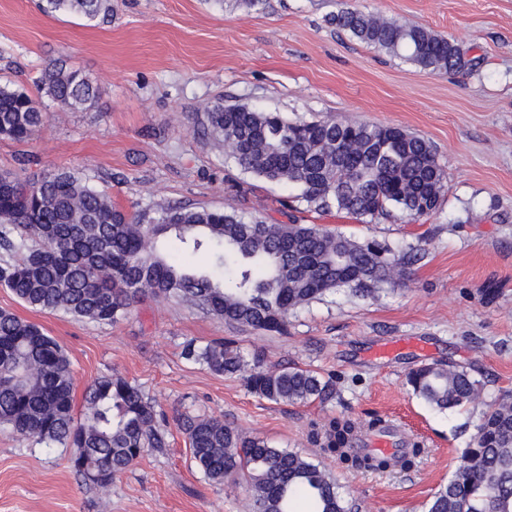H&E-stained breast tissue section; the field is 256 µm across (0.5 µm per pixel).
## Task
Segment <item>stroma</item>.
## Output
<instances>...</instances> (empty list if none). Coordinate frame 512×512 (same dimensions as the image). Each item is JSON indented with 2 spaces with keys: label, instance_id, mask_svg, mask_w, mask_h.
Returning a JSON list of instances; mask_svg holds the SVG:
<instances>
[{
  "label": "stroma",
  "instance_id": "obj_1",
  "mask_svg": "<svg viewBox=\"0 0 512 512\" xmlns=\"http://www.w3.org/2000/svg\"><path fill=\"white\" fill-rule=\"evenodd\" d=\"M40 0H0V83L36 94L58 61L89 77V108L50 103L30 140L0 139V170L30 179L80 171L127 211L157 202L224 208L272 224H322L361 241L420 248L405 282L375 297L340 288L299 309L285 334L225 323L174 299H145L114 325L21 305L0 288V309L39 324L65 349L77 390L114 375L138 384L161 414L168 442L108 489L72 469L71 449L0 429V512H242L243 484L208 480L194 466L180 415L216 417L277 448L300 452L337 477L356 512H423L451 477L483 415L512 393V0H260L249 11L218 0H112L107 20L44 13ZM455 40L467 66L433 73L336 30L339 5ZM245 103L291 120L402 128L429 141L446 173L439 208L409 221L365 224L298 206L297 187L244 173L214 147L199 107ZM238 342L278 370L333 376L328 403L275 404L242 378L187 360V341ZM454 363L481 396L438 411L407 373ZM378 416L423 441L409 471L347 470L310 436L327 417Z\"/></svg>",
  "mask_w": 512,
  "mask_h": 512
}]
</instances>
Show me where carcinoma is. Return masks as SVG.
I'll return each instance as SVG.
<instances>
[{"mask_svg": "<svg viewBox=\"0 0 512 512\" xmlns=\"http://www.w3.org/2000/svg\"><path fill=\"white\" fill-rule=\"evenodd\" d=\"M46 13L106 18L109 0H42ZM330 23L352 37L424 70L465 66L458 44L419 25H402L343 7ZM54 103L79 108L97 88L61 64L36 81ZM216 144L245 173L299 189L298 199L321 212L372 220L397 212L410 221L434 212L445 170L433 146L399 127L293 121L247 104L203 106ZM44 113L29 94L0 85V138L29 140ZM175 238L206 265L170 259ZM0 287L26 307L76 320L116 324L144 298H175L229 324L281 333L288 315L338 288L373 296L408 277L412 250L356 241L320 224H269L234 207L157 203L125 212L80 173L56 168L33 180L0 173ZM186 358L218 375H241L267 401L305 404L333 397L331 382L300 367L269 371L228 340L188 342ZM412 393L440 411L478 396L468 371L451 363L408 372ZM76 410L74 381L59 343L35 322L0 309V426L47 448H73L71 467L85 482L116 478L148 448L167 446L155 405L139 385L119 376L94 380ZM192 460L207 479L246 483L248 512H353L337 479L299 452L275 448L216 417L185 415ZM358 422L336 416L313 436L328 457L355 469L385 471L382 457L351 451ZM426 512H512V394L495 402L463 449L460 465L426 502Z\"/></svg>", "mask_w": 512, "mask_h": 512, "instance_id": "cac0c4a2", "label": "carcinoma"}]
</instances>
